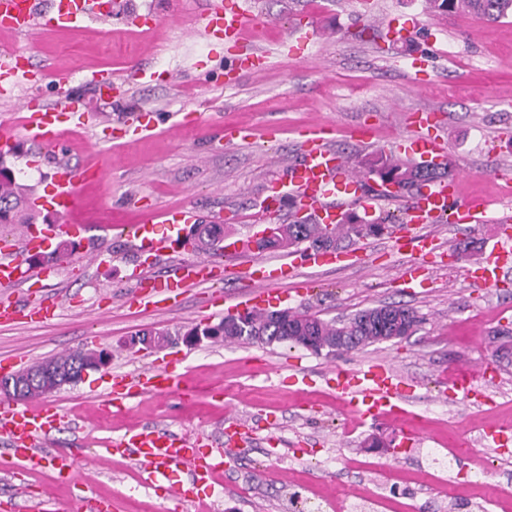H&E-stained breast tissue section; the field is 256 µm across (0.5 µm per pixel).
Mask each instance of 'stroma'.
<instances>
[{
	"mask_svg": "<svg viewBox=\"0 0 512 512\" xmlns=\"http://www.w3.org/2000/svg\"><path fill=\"white\" fill-rule=\"evenodd\" d=\"M163 21L148 36L103 34L99 26L31 36L0 33V45L23 49L38 70L14 99L0 98V119L17 122L21 100L69 101L105 111L118 137L101 141L95 127L66 131L53 145L13 141L7 164L33 194H45L56 163L80 166L107 159L105 179L79 189L76 219L84 227L75 249L56 258L57 273L28 288H0V305L31 309L44 295L62 307L48 323L0 324V360L24 365L75 349L106 348L108 368L48 394L64 420L42 448L44 460L17 477L0 469V512H38L40 501L61 507L82 497L110 500L112 512H288L293 494L320 499L382 497L384 512H512V450L483 445L486 426L512 427V287L475 288L466 279L498 230L493 219L512 209V17L431 15L424 0H238L262 23L257 38L210 45L190 37L206 0H129ZM400 30V39L384 32ZM266 53L256 69L238 66L253 50ZM111 73L114 89L100 95L81 73ZM69 74L58 83L56 73ZM154 112V130L122 134L128 113ZM434 110V132L448 145L463 198L487 204L488 221L434 224L440 240L468 255L438 271L424 293L397 288V270L412 261L390 237L364 239V260L318 270L299 266L281 284L283 305L325 320L402 305L421 318L400 340L341 354H317L288 343L271 345L180 339L195 325H214L240 311L245 283L228 278L185 288L176 306L137 302L132 270L143 263L124 233L152 210L187 206L201 223L224 227L225 241L244 239L263 218L256 208L266 182L280 179L308 130L321 129L348 161L389 150L412 132L414 112ZM245 130L225 141L222 128ZM106 266L87 262L86 248ZM142 330L167 333L168 343L144 351L130 345ZM384 359L414 387L402 417L357 421L326 384L333 368ZM164 361L183 374L187 395L144 394L126 410H106L102 395L112 373L135 374ZM484 366L481 400L440 402L449 370ZM298 383H290V375ZM247 422L251 439L214 483L206 507H170L164 480L150 481L140 462L122 459L91 473L87 459L102 441L134 426L224 437L226 422ZM410 428L414 442L401 446ZM83 458L60 478L50 458L73 447ZM459 451L452 472L434 470V453Z\"/></svg>",
	"mask_w": 512,
	"mask_h": 512,
	"instance_id": "obj_1",
	"label": "stroma"
}]
</instances>
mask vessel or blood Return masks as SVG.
<instances>
[{
    "label": "vessel or blood",
    "instance_id": "b4317fda",
    "mask_svg": "<svg viewBox=\"0 0 512 512\" xmlns=\"http://www.w3.org/2000/svg\"><path fill=\"white\" fill-rule=\"evenodd\" d=\"M135 27L149 25L152 14L131 10L126 0H52L49 9H42L39 0H0V29L16 35H28L41 27L65 25L81 31L90 24H108L112 19ZM197 33L206 40L245 41L250 20L231 4L230 0H208L206 8L194 19ZM36 75L25 52L7 49L0 52V96L12 97L19 85ZM83 109L71 103L41 106L24 115L19 125L23 136L35 143L49 146L56 142L63 125L81 121ZM397 153L416 155L422 160L444 164L448 153L442 142L426 134L394 142ZM87 173L85 167L59 164L53 177L52 191L42 197L43 207L58 218L50 227V236L69 235L74 231L72 214L76 208L77 189ZM289 196L302 208L314 212L318 223L338 224L345 207L362 208L372 215L374 207L367 202L363 181L351 173L346 160L336 153L323 138L305 140L299 159L289 166L285 176L266 187L260 203L268 209L282 197ZM485 208L469 200L458 199L452 181L441 180L427 185L414 196L404 212V232L409 233L413 251L434 248V240L416 234L422 224L449 221L452 224L483 223ZM195 211L181 207L155 212L142 224L132 227L128 236L141 254L155 258L178 241L187 226L197 223ZM47 238H32L0 251V286L9 288L25 281L41 280L48 269L30 266L25 255L45 249ZM351 252L315 251L305 257L307 265L327 267L349 265ZM512 268V236L496 235L485 258L470 272V283L478 288L498 286L504 270ZM288 265L271 264L254 259L246 268V276L255 289L246 300L249 310L261 312L272 303L281 301L276 287L288 276ZM208 266L186 263L176 266L163 288L149 297L150 304L171 299L176 289L203 284L209 279ZM329 382L339 399L358 420H379L401 414V405L410 390L403 377L383 363H370L356 369L337 368ZM449 383L457 400L471 401L475 395L473 373L461 369ZM152 392L162 396L184 394L183 378L173 370L155 367L135 376L115 375L104 394V402L121 406L124 400ZM59 421V414L48 402L32 399L24 403L0 401V441L13 454L37 466L41 458L37 449ZM134 458L142 462L149 476L167 479L175 500L203 502L214 475L227 467L223 449L213 447L198 433H174L143 426L107 442L102 454L90 464L96 468L111 465L115 458Z\"/></svg>",
    "mask_w": 512,
    "mask_h": 512
}]
</instances>
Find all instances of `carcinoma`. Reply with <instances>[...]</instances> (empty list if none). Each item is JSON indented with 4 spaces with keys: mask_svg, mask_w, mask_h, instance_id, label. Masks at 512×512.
Listing matches in <instances>:
<instances>
[{
    "mask_svg": "<svg viewBox=\"0 0 512 512\" xmlns=\"http://www.w3.org/2000/svg\"><path fill=\"white\" fill-rule=\"evenodd\" d=\"M427 8L434 14L455 13L463 16L475 15L488 21H497L512 16V0H426ZM5 154L0 152V224H28L30 217L25 213L28 188L19 184L12 169L6 165ZM354 174L383 183L391 180L398 184L400 194L415 196L422 187L433 181L454 175L453 165L448 163L438 168H429L423 163L401 160L383 151L360 158ZM383 222H364L351 213L343 218L335 229L326 230L309 215L296 218L279 227L280 234L273 240L257 241L260 251L291 247L302 243L322 248H335L342 237H363L384 230ZM195 248L214 254L222 250L224 225L203 224L198 234L191 236ZM393 315L391 323L399 332L408 336L419 323L416 313L402 306L384 305L357 312L347 321L323 320L299 313L284 316L277 310L260 314L249 312L243 321H235L228 315L219 324L211 327H194L188 330L190 336H219L226 342L253 341L257 336L265 344L290 343L307 346L306 337H316L319 348L331 349L343 343L345 350H356L380 342L383 335L378 325L382 311Z\"/></svg>",
    "mask_w": 512,
    "mask_h": 512,
    "instance_id": "cac0c4a2",
    "label": "carcinoma"
}]
</instances>
